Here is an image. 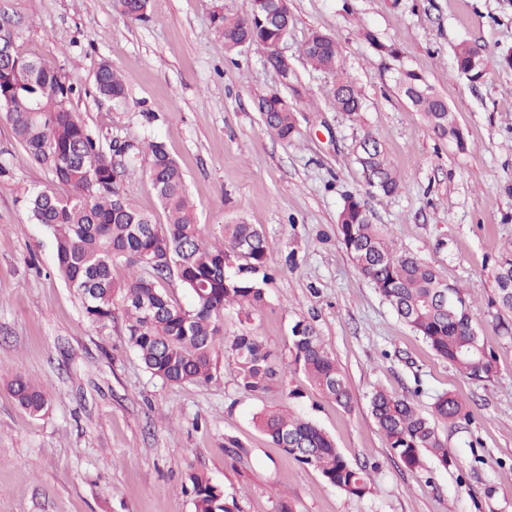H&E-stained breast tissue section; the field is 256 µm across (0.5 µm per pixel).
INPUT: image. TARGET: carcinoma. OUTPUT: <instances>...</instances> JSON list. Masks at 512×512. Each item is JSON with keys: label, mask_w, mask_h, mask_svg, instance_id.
<instances>
[{"label": "carcinoma", "mask_w": 512, "mask_h": 512, "mask_svg": "<svg viewBox=\"0 0 512 512\" xmlns=\"http://www.w3.org/2000/svg\"><path fill=\"white\" fill-rule=\"evenodd\" d=\"M116 11L131 21L147 17L149 0H114ZM217 33L232 52L242 46L261 50L265 61L277 44L288 39L294 18L288 0H252L245 18L212 14ZM309 65L336 75V109L357 116L363 100L354 82L340 74L336 40L313 30L303 45ZM477 48L461 42L454 51L458 72L472 69L475 82L483 80L486 63ZM13 62L0 69V119L12 129L25 159L45 167L54 186L26 196L31 220L50 234L57 275L71 288L93 322L112 320L115 311L126 319V333L144 368L165 384H207L214 379L220 353L233 356L238 386L245 393H261L280 381L284 370L259 337L245 330L224 337V308L236 305L245 318L266 303L268 274H252L264 267L269 251L263 231L255 224H226L221 240L207 241L197 221V208L188 194L184 173L164 142L133 141L109 134L92 135L73 110L80 90L62 70L11 50ZM396 85L416 111L424 114L438 140H450L465 149V137L447 102L417 73L401 70ZM99 99L119 109L126 105L120 72L102 63L94 75ZM263 124L279 139L292 142L298 135L288 97L276 93L262 113ZM149 157L148 175L165 215L159 224L135 202L128 180L134 159ZM357 163L371 193L392 196L402 188L381 145L367 135ZM341 243L358 273L391 306L398 318L435 354L475 381H489L496 372L495 357L472 324L473 299L448 283L417 256L397 249L387 228L368 216L364 201L344 198L337 217ZM245 264L233 266V261ZM128 268L123 280L113 277V266ZM177 277L192 303L179 304L163 283ZM496 327L512 338V258L503 259L496 275ZM292 364L312 385L342 407L351 404L350 387L331 352L310 323L298 320L291 328ZM18 406L30 416L49 408L44 387L21 374L9 381ZM371 414L386 445L410 469L426 456L442 467L451 463L436 423L456 424L467 417L454 395L433 398L424 414L414 398L379 390L370 401ZM254 424L296 461L315 467L330 485L362 498L372 490L366 469L352 466L330 436L311 420L287 410H263ZM194 512H233L221 486L202 473L188 474Z\"/></svg>", "instance_id": "obj_1"}]
</instances>
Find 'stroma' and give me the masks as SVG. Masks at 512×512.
<instances>
[{
  "instance_id": "1",
  "label": "stroma",
  "mask_w": 512,
  "mask_h": 512,
  "mask_svg": "<svg viewBox=\"0 0 512 512\" xmlns=\"http://www.w3.org/2000/svg\"><path fill=\"white\" fill-rule=\"evenodd\" d=\"M295 18L284 51L312 100H294L300 136L268 132L260 99L280 87L250 48L226 52L210 13L248 16L251 0H151L130 21L113 0H0L21 20L16 46L66 71L83 94L74 101L93 133L162 140L179 162L205 237L226 224L260 225L274 275L252 320L224 311L225 336L251 331L279 364L281 382L243 393L234 360L220 356L204 385L153 378L131 348L122 315L91 322L55 272L44 227L32 223L28 191L51 183L24 161L0 121V512H194L189 472L220 485L238 512H512V339L495 327V266L512 246V0H288ZM331 34L362 93L353 118L337 111L333 75L312 69L303 44ZM476 46L486 75L457 73L453 51ZM107 62L121 71L127 104L115 110L93 94ZM421 75L448 102L467 145L439 141L398 91L394 74ZM376 138L403 190L369 193L356 151ZM361 198L395 246L416 254L471 293L473 325L497 358L478 383L438 358L359 275L337 234L344 195ZM310 322L346 376L349 408L323 397L291 363L296 321ZM45 384L47 414L33 418L8 389L14 373ZM417 393L430 412L452 391L468 420L438 423L454 465L425 459L407 468L388 448L370 411L372 393ZM288 406L328 432L374 490L361 498L328 484L312 466L275 446L253 423Z\"/></svg>"
}]
</instances>
